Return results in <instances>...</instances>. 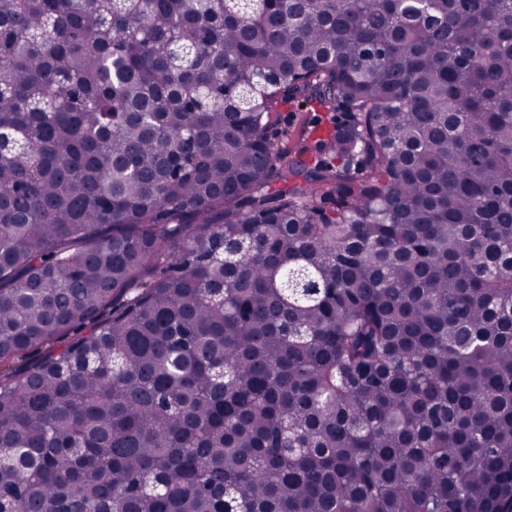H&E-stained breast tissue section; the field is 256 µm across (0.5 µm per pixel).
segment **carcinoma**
Segmentation results:
<instances>
[{
    "mask_svg": "<svg viewBox=\"0 0 512 512\" xmlns=\"http://www.w3.org/2000/svg\"><path fill=\"white\" fill-rule=\"evenodd\" d=\"M0 132V512H512V0H0ZM332 113L319 110L314 105L304 104V108L297 103L281 104L278 112L274 117L276 120L275 130L281 132L288 131L290 140L285 141L290 148H295L297 145L296 133L299 129L306 125H323L329 127L331 123Z\"/></svg>",
    "mask_w": 512,
    "mask_h": 512,
    "instance_id": "cac0c4a2",
    "label": "carcinoma"
}]
</instances>
